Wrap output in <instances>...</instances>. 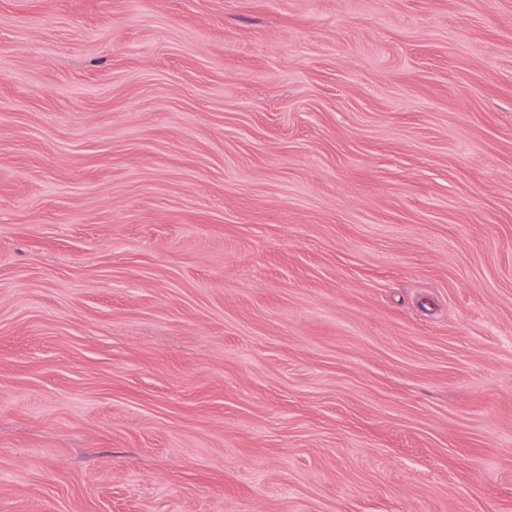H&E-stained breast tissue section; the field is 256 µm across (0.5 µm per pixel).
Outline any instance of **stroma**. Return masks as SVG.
Returning a JSON list of instances; mask_svg holds the SVG:
<instances>
[{
    "label": "stroma",
    "mask_w": 512,
    "mask_h": 512,
    "mask_svg": "<svg viewBox=\"0 0 512 512\" xmlns=\"http://www.w3.org/2000/svg\"><path fill=\"white\" fill-rule=\"evenodd\" d=\"M0 512H512V0H0Z\"/></svg>",
    "instance_id": "35a3bbf8"
}]
</instances>
